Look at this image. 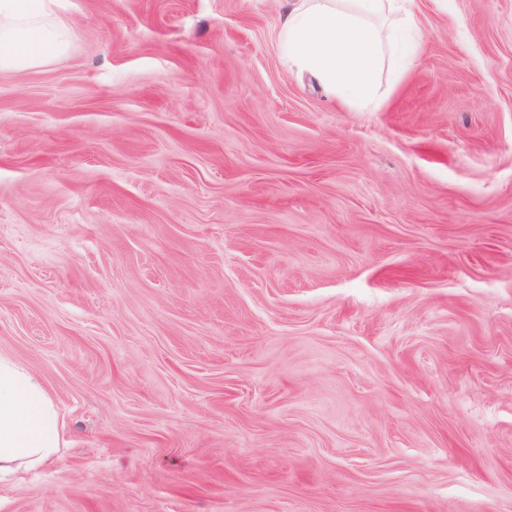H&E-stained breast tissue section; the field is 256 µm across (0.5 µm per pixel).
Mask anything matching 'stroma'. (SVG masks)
Returning <instances> with one entry per match:
<instances>
[{"instance_id": "stroma-1", "label": "stroma", "mask_w": 512, "mask_h": 512, "mask_svg": "<svg viewBox=\"0 0 512 512\" xmlns=\"http://www.w3.org/2000/svg\"><path fill=\"white\" fill-rule=\"evenodd\" d=\"M288 0H59L0 71V353L61 457L0 512H512V0H414L367 108Z\"/></svg>"}]
</instances>
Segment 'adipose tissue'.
<instances>
[{
  "instance_id": "obj_1",
  "label": "adipose tissue",
  "mask_w": 512,
  "mask_h": 512,
  "mask_svg": "<svg viewBox=\"0 0 512 512\" xmlns=\"http://www.w3.org/2000/svg\"><path fill=\"white\" fill-rule=\"evenodd\" d=\"M414 0H292L278 34L284 55L348 102L372 103L385 46L400 64L419 48ZM56 0H0V71L60 56L67 30L53 19ZM63 423L43 381L0 355V483L56 462Z\"/></svg>"
}]
</instances>
